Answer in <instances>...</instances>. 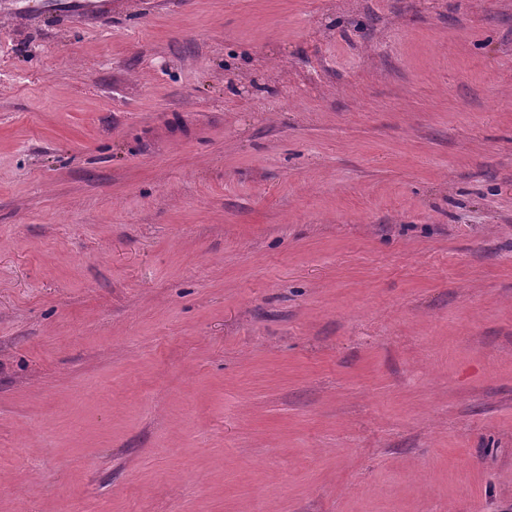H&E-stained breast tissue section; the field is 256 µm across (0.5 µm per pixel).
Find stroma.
<instances>
[{
  "label": "stroma",
  "instance_id": "stroma-1",
  "mask_svg": "<svg viewBox=\"0 0 512 512\" xmlns=\"http://www.w3.org/2000/svg\"><path fill=\"white\" fill-rule=\"evenodd\" d=\"M0 0V512H512V0Z\"/></svg>",
  "mask_w": 512,
  "mask_h": 512
}]
</instances>
